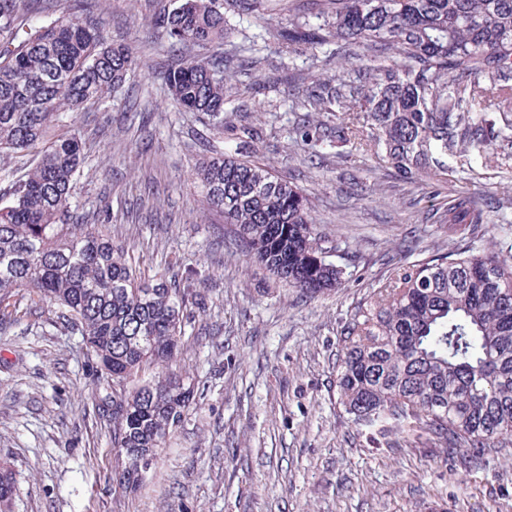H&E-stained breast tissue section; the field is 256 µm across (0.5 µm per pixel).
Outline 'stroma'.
Returning a JSON list of instances; mask_svg holds the SVG:
<instances>
[{"instance_id":"35a3bbf8","label":"stroma","mask_w":512,"mask_h":512,"mask_svg":"<svg viewBox=\"0 0 512 512\" xmlns=\"http://www.w3.org/2000/svg\"><path fill=\"white\" fill-rule=\"evenodd\" d=\"M174 0H63L141 51L138 68L108 104L78 113L85 159L72 210L108 231L142 278L192 282L193 317L173 368L196 401L137 492L112 482V425L95 412L104 394L80 334L57 306L16 291L17 319L0 321V462L13 471L12 512H512V446L465 464V449L429 436L353 421L336 388L338 339L355 309L397 266L454 247L512 253V165L447 160L412 182L372 146L343 154L305 149L295 129L327 120L305 106L313 69L346 65L335 46L278 53L270 25L287 26L304 0H269L263 19L231 15L224 45L239 69L227 117L247 134L230 141L174 108L155 70L169 63L152 18ZM239 150L297 185L347 282L301 297L237 251L222 215L203 211L196 163ZM370 192L357 199V187ZM487 208L478 236H449L448 201Z\"/></svg>"}]
</instances>
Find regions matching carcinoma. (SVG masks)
I'll return each mask as SVG.
<instances>
[{
    "label": "carcinoma",
    "instance_id": "carcinoma-1",
    "mask_svg": "<svg viewBox=\"0 0 512 512\" xmlns=\"http://www.w3.org/2000/svg\"><path fill=\"white\" fill-rule=\"evenodd\" d=\"M57 8L58 0H0V153H36L0 195V306L30 288L80 332L112 390L114 481L131 490L196 398L172 370L142 378L177 358L193 293L164 276L143 280L103 225L70 211L84 141L73 124L60 131L63 118L112 98L138 65V47ZM265 10L264 0H174L154 19L169 52L197 51L158 72L173 106L234 133L224 118L227 13ZM275 38L293 52L363 44L373 62L356 56L345 73L311 74L308 105L337 106L338 123L296 128L304 144L372 141L379 160L411 181L436 177L448 156L463 165L512 160V0H314ZM193 175L204 210L222 214L237 249L275 280L308 299L345 283L295 185L229 155L201 160ZM486 223L470 196L448 203V236ZM339 346L336 387L354 421L465 448L472 463L512 442L511 254L456 248L395 268ZM16 492L0 467V512H11Z\"/></svg>",
    "mask_w": 512,
    "mask_h": 512
}]
</instances>
